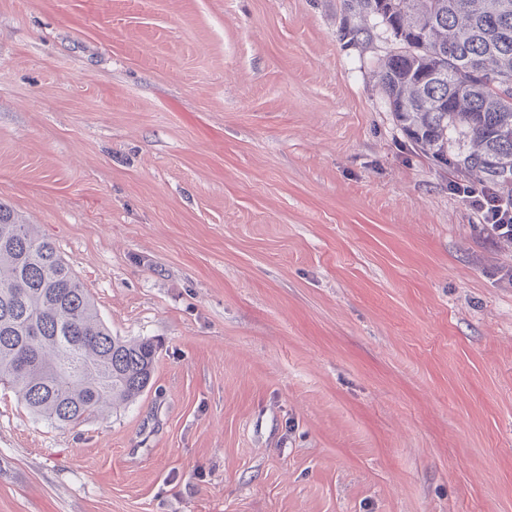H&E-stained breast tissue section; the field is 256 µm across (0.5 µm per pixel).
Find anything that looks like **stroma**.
Listing matches in <instances>:
<instances>
[{"instance_id":"obj_1","label":"stroma","mask_w":512,"mask_h":512,"mask_svg":"<svg viewBox=\"0 0 512 512\" xmlns=\"http://www.w3.org/2000/svg\"><path fill=\"white\" fill-rule=\"evenodd\" d=\"M341 0H0V202L152 386L0 385V512H512V251Z\"/></svg>"}]
</instances>
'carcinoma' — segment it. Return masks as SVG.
I'll use <instances>...</instances> for the list:
<instances>
[{"mask_svg":"<svg viewBox=\"0 0 512 512\" xmlns=\"http://www.w3.org/2000/svg\"><path fill=\"white\" fill-rule=\"evenodd\" d=\"M339 39L398 48L376 73L411 143L512 198V0H342ZM357 18L354 24L351 19ZM157 344L123 340L38 226L0 202V384L39 419L78 425L138 399Z\"/></svg>","mask_w":512,"mask_h":512,"instance_id":"obj_1","label":"carcinoma"}]
</instances>
